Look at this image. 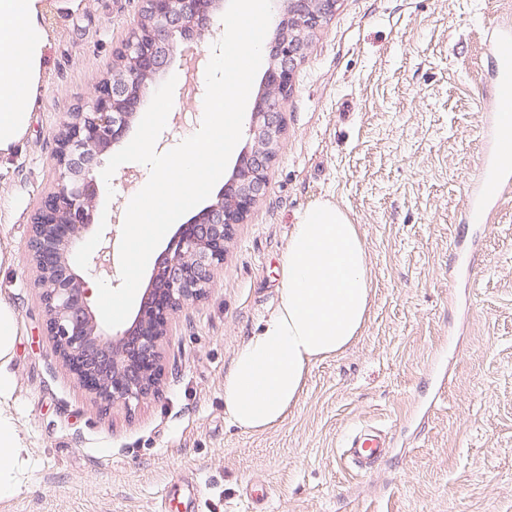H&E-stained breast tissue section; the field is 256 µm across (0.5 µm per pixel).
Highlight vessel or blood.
Here are the masks:
<instances>
[{
    "label": "vessel or blood",
    "mask_w": 512,
    "mask_h": 512,
    "mask_svg": "<svg viewBox=\"0 0 512 512\" xmlns=\"http://www.w3.org/2000/svg\"><path fill=\"white\" fill-rule=\"evenodd\" d=\"M486 50L494 95L481 110V170L470 185L462 220L491 223L503 198L512 193V18L501 16L486 28ZM390 442L375 428L349 435L342 455L359 471L370 472L388 453Z\"/></svg>",
    "instance_id": "obj_1"
}]
</instances>
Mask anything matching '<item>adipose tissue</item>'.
Instances as JSON below:
<instances>
[{
	"instance_id": "1",
	"label": "adipose tissue",
	"mask_w": 512,
	"mask_h": 512,
	"mask_svg": "<svg viewBox=\"0 0 512 512\" xmlns=\"http://www.w3.org/2000/svg\"><path fill=\"white\" fill-rule=\"evenodd\" d=\"M46 0H0V160L22 146L45 80L52 35ZM277 310L238 352L224 378V411L246 432L282 422L310 369L345 349L370 310L372 281L356 225L318 202L294 225L280 265ZM19 319L0 299V505L20 492L26 447L16 418L14 358Z\"/></svg>"
}]
</instances>
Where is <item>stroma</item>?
Listing matches in <instances>:
<instances>
[{"label":"stroma","instance_id":"35a3bbf8","mask_svg":"<svg viewBox=\"0 0 512 512\" xmlns=\"http://www.w3.org/2000/svg\"><path fill=\"white\" fill-rule=\"evenodd\" d=\"M52 47L22 149L0 166V297L20 323L12 369L31 464L8 512H512V197L474 278L449 281L466 189L479 169L484 31L512 0H339L295 68L287 138L265 194L238 225L208 295L176 315L158 396L108 409L59 361L27 250L55 183L53 131L83 104L137 24L141 0H46ZM173 101L165 150L201 126L205 82ZM146 165L117 168L97 221ZM330 201L356 224L369 318L316 362L287 417L260 433L224 411V378L280 301V260L300 214ZM393 446L363 475L341 456L358 425Z\"/></svg>","mask_w":512,"mask_h":512}]
</instances>
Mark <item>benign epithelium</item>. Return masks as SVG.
<instances>
[{
    "label": "benign epithelium",
    "mask_w": 512,
    "mask_h": 512,
    "mask_svg": "<svg viewBox=\"0 0 512 512\" xmlns=\"http://www.w3.org/2000/svg\"><path fill=\"white\" fill-rule=\"evenodd\" d=\"M308 0H288L318 29L325 12L306 14ZM223 0H142L143 22L117 48L121 66L109 70L88 100L64 113L54 131L55 185L32 216L28 251L35 273L46 336L63 366L97 400L127 410L157 392L162 345L175 314L201 300L224 270V253L235 227L244 223L268 184L272 161L257 151L259 134L278 125L269 110L268 86L292 85L294 64L305 49L275 42L251 113L249 156L239 159L224 186L211 192L168 244L141 289L138 309L119 329L105 326L89 281L111 276L115 231L94 223L102 191L98 169L121 143L146 96L162 85L174 54L173 39L199 40L211 33ZM90 233L99 249L83 265L73 256Z\"/></svg>",
    "instance_id": "benign-epithelium-1"
}]
</instances>
